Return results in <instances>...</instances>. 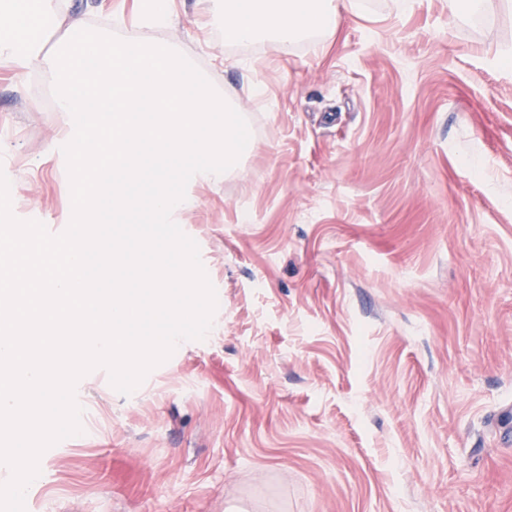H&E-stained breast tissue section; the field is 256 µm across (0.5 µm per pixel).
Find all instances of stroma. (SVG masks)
<instances>
[{
    "instance_id": "35a3bbf8",
    "label": "stroma",
    "mask_w": 512,
    "mask_h": 512,
    "mask_svg": "<svg viewBox=\"0 0 512 512\" xmlns=\"http://www.w3.org/2000/svg\"><path fill=\"white\" fill-rule=\"evenodd\" d=\"M290 53L228 44L204 0L143 28L138 0H68L85 26L174 44L250 127L240 172L180 223L215 331L131 395L76 385L25 512H512V6L362 0ZM0 69L12 212L72 216L66 118Z\"/></svg>"
}]
</instances>
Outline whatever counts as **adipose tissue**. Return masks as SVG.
<instances>
[{"label":"adipose tissue","mask_w":512,"mask_h":512,"mask_svg":"<svg viewBox=\"0 0 512 512\" xmlns=\"http://www.w3.org/2000/svg\"><path fill=\"white\" fill-rule=\"evenodd\" d=\"M213 17L224 22V39L251 43L278 39L290 51L295 39L313 33L335 35L339 24L361 11V0H208Z\"/></svg>","instance_id":"obj_1"}]
</instances>
